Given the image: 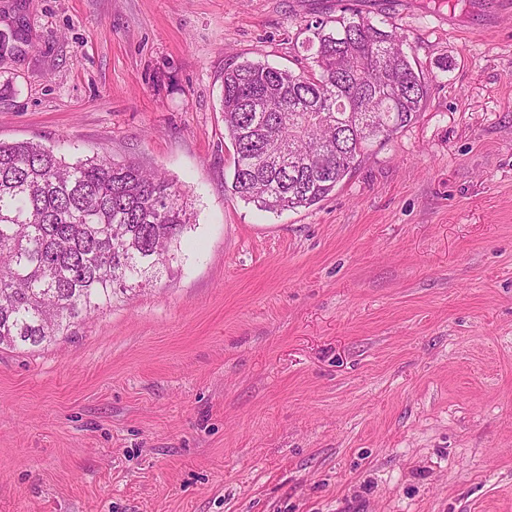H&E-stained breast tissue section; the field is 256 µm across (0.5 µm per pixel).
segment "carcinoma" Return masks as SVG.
I'll return each instance as SVG.
<instances>
[{
  "instance_id": "obj_1",
  "label": "carcinoma",
  "mask_w": 512,
  "mask_h": 512,
  "mask_svg": "<svg viewBox=\"0 0 512 512\" xmlns=\"http://www.w3.org/2000/svg\"><path fill=\"white\" fill-rule=\"evenodd\" d=\"M307 29L316 66L224 71L231 190L269 212L325 200L428 95L388 18L353 11ZM189 223L173 183L135 161L69 162L40 143L0 142V345L70 336L115 296L156 281Z\"/></svg>"
}]
</instances>
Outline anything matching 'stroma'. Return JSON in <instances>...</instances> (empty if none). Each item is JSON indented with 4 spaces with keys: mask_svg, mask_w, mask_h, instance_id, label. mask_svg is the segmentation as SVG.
<instances>
[{
    "mask_svg": "<svg viewBox=\"0 0 512 512\" xmlns=\"http://www.w3.org/2000/svg\"><path fill=\"white\" fill-rule=\"evenodd\" d=\"M370 0H0V141L159 170L170 270L0 348V512H512V12L399 0L419 119L324 201L231 191L224 70Z\"/></svg>",
    "mask_w": 512,
    "mask_h": 512,
    "instance_id": "obj_1",
    "label": "stroma"
}]
</instances>
